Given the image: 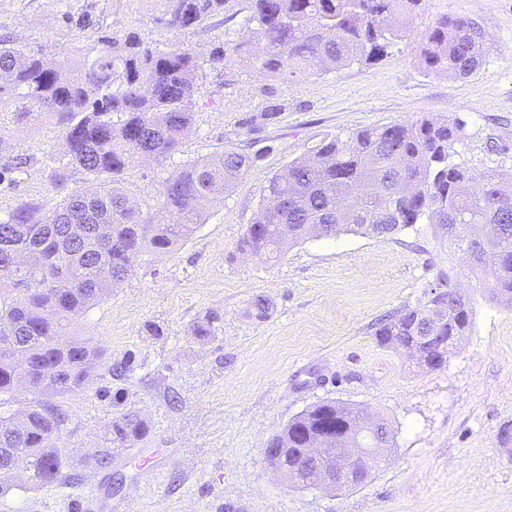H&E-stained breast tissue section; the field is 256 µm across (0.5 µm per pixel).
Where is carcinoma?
I'll list each match as a JSON object with an SVG mask.
<instances>
[{"mask_svg":"<svg viewBox=\"0 0 512 512\" xmlns=\"http://www.w3.org/2000/svg\"><path fill=\"white\" fill-rule=\"evenodd\" d=\"M422 0H161L158 25L192 33L218 14L243 15L248 39L224 42L209 59L183 43L158 50L136 31L102 37L92 58L74 67L66 57L45 59L42 51L0 37V144L8 125L34 124L50 116L65 129L64 150L50 156V180L61 195L50 213L35 201L18 203L0 216V494L13 488L14 458H24L30 480L58 481L64 464L59 448L67 413L42 401L16 414L8 408L16 388L62 396L82 391L103 351L74 333V323L104 301L130 275L128 259L143 252L169 253L203 217V205L224 194L259 155L226 147L189 160L163 183L162 209L177 221L143 218L124 194L128 171L141 159L159 163L182 152L195 119L204 66L214 70L234 53L272 78L311 68L336 70L386 53L401 37ZM478 26L464 16L443 15L426 30L419 57L429 74L466 77L483 60ZM463 121L422 118L349 130L323 139L311 154L293 160L290 178L273 175L237 249L278 261L307 238L343 233L387 237L413 224H433L448 244L469 256L472 271L492 299L512 306V190L502 174L481 178L454 162ZM26 165L16 156L0 165V184L12 183ZM80 174L95 183L92 194L69 188ZM468 296L448 289L430 304L406 309L376 331L394 348L410 341L433 354L452 350L471 325ZM200 340L215 335V318L192 326ZM26 359L23 375L15 361ZM365 422L357 408L327 401L288 421L269 442L288 447L297 462L313 439L332 448ZM148 423L120 412L107 442L140 438ZM369 448H391L394 433L374 422ZM382 458L356 465V485Z\"/></svg>","mask_w":512,"mask_h":512,"instance_id":"obj_1","label":"carcinoma"}]
</instances>
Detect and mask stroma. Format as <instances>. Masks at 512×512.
Here are the masks:
<instances>
[{
	"instance_id": "stroma-1",
	"label": "stroma",
	"mask_w": 512,
	"mask_h": 512,
	"mask_svg": "<svg viewBox=\"0 0 512 512\" xmlns=\"http://www.w3.org/2000/svg\"><path fill=\"white\" fill-rule=\"evenodd\" d=\"M156 0H0V36L78 61L99 36L135 30L166 48L180 41L201 57L224 39L221 18L179 35L159 27ZM471 18L485 56L472 75L426 73L417 47L440 14ZM275 119H264L267 109ZM184 155L232 146L265 154L209 207L177 249L135 257L128 278L84 313L75 332L103 350L83 391L58 397L68 419L59 446L63 478L34 484L16 475L0 512H512V307L493 301L430 224L390 237L311 238L279 261L239 253L268 180L324 137L422 117L464 123L455 162L474 176L512 174V0H423L403 38L376 61L271 78L231 60L197 95ZM5 154L26 157L0 184V213L34 200L60 202L49 154L64 131L52 118L14 126ZM174 167L146 160L124 181L143 217L160 216V190ZM454 273L472 299V325L444 367L429 369L379 344L383 316L426 305ZM269 303L252 314L256 297ZM216 319L208 340L193 323ZM323 401L386 418L395 447L365 484L340 491L290 486L265 458L268 440ZM145 418L148 433L107 445L115 411ZM112 465L97 468L96 449Z\"/></svg>"
}]
</instances>
